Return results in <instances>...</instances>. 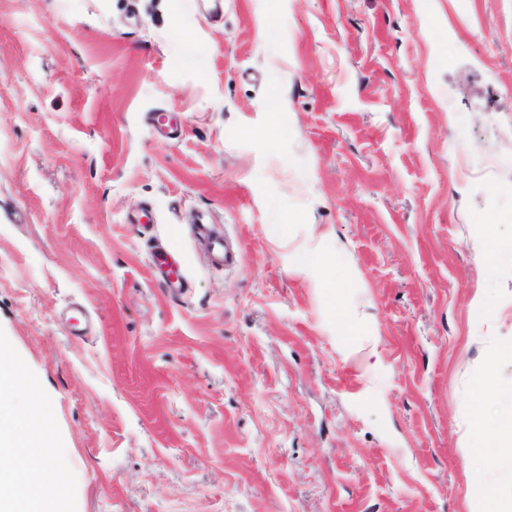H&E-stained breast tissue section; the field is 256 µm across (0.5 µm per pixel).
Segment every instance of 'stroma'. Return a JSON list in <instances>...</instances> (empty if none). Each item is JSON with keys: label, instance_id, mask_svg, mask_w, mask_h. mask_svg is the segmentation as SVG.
Returning <instances> with one entry per match:
<instances>
[{"label": "stroma", "instance_id": "35a3bbf8", "mask_svg": "<svg viewBox=\"0 0 512 512\" xmlns=\"http://www.w3.org/2000/svg\"><path fill=\"white\" fill-rule=\"evenodd\" d=\"M481 217L512 234V0H0V338L75 512H479ZM296 267L306 272L311 270H322L323 282L325 283L326 288H338L341 281L338 269L325 262L323 257V248L319 245L307 247V249L298 257ZM153 267L159 271L169 288L180 289L187 281L186 268L172 260L170 253L161 250L153 255Z\"/></svg>", "mask_w": 512, "mask_h": 512}]
</instances>
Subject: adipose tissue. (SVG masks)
Here are the masks:
<instances>
[{
  "instance_id": "ef3b65f1",
  "label": "adipose tissue",
  "mask_w": 512,
  "mask_h": 512,
  "mask_svg": "<svg viewBox=\"0 0 512 512\" xmlns=\"http://www.w3.org/2000/svg\"><path fill=\"white\" fill-rule=\"evenodd\" d=\"M491 391L474 400L480 423L479 440L493 448L512 447V412L487 414ZM20 402L28 418L40 416L39 395L12 351L0 344V404ZM53 438L20 435L0 413V512H70V485L51 460Z\"/></svg>"
}]
</instances>
